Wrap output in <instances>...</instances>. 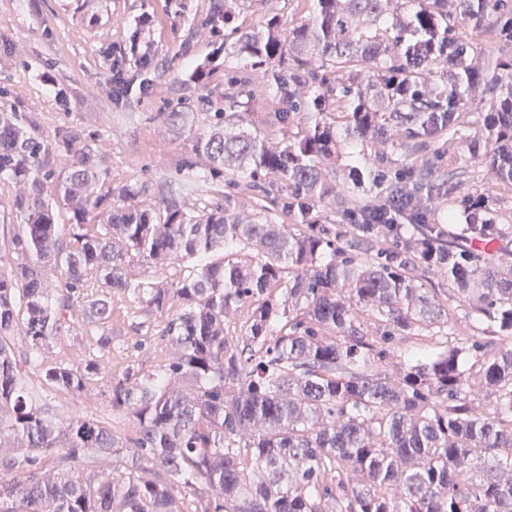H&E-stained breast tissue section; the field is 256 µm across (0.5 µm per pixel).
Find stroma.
Here are the masks:
<instances>
[{"mask_svg":"<svg viewBox=\"0 0 512 512\" xmlns=\"http://www.w3.org/2000/svg\"><path fill=\"white\" fill-rule=\"evenodd\" d=\"M210 0H0V85L12 91L11 102L30 113L44 135L54 138L75 129L111 172L113 187L129 185L143 192L149 202L176 199L194 208L197 194L188 192V181L206 175L208 162L192 149L195 136L207 130L203 91L220 92L237 60L218 50L202 21ZM309 0H241L240 17L255 24L276 17L281 29L307 16ZM145 24L153 53L152 86L122 104L107 97L105 85L114 61H122L126 78H135L138 67L127 52V37L136 24ZM210 64L205 85L190 81L200 65ZM181 103L195 113L191 129H179L162 113L168 104ZM117 323L110 357L124 360L137 354L144 369H155L170 346L161 335L159 315H145L141 304L117 300ZM65 332L38 361H28V347L16 341L23 377L37 400L47 404L55 417L81 415L109 422L120 435L133 424L113 412L109 382L101 378L81 396L72 397L42 382L48 364L80 362L92 353L94 341L79 313L66 316Z\"/></svg>","mask_w":512,"mask_h":512,"instance_id":"stroma-1","label":"stroma"}]
</instances>
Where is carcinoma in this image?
<instances>
[{
    "label": "carcinoma",
    "instance_id": "carcinoma-1",
    "mask_svg": "<svg viewBox=\"0 0 512 512\" xmlns=\"http://www.w3.org/2000/svg\"><path fill=\"white\" fill-rule=\"evenodd\" d=\"M236 2L211 0L203 20L240 75L192 145L209 162L195 190H231L196 210L112 187L73 132L55 143L71 157L56 180L53 143L0 85V175L23 186L0 271V512H512V219L497 195L466 192L477 164L512 186V0H402L395 14L392 0H313L286 34L273 18L237 23ZM463 23L492 51L462 41ZM142 30L129 46L141 79L113 73L116 103L151 87ZM248 69L263 70L268 93L253 130ZM477 86L486 112L471 105ZM375 141L388 151L359 150ZM346 144L351 185L373 175L372 199L327 178ZM428 149L451 167L416 164ZM53 181L72 214L67 244L45 196ZM435 193L458 212L447 229L428 207ZM328 198L337 221L321 214ZM392 207L399 224L387 222ZM135 256L193 266L151 286L129 273ZM49 262L63 269L54 299ZM436 274L455 306L424 287ZM116 297L167 316L166 363L150 372L88 358L47 368L44 381L77 395L112 371V410L135 426L125 441L98 419L56 422L14 352L18 332L40 355L74 308L110 352ZM243 307L247 327L232 340L226 318ZM458 310L482 335L387 369L399 343ZM475 388L491 404L474 402ZM100 457L112 473L94 467Z\"/></svg>",
    "mask_w": 512,
    "mask_h": 512
}]
</instances>
